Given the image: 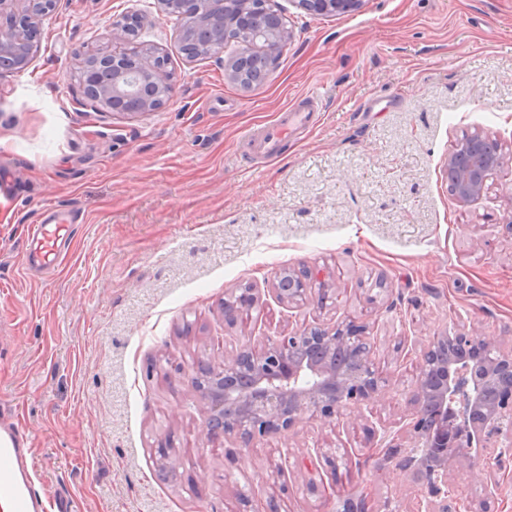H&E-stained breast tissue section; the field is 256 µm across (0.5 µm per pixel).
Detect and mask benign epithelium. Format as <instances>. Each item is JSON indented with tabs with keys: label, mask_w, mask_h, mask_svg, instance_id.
Returning <instances> with one entry per match:
<instances>
[{
	"label": "benign epithelium",
	"mask_w": 512,
	"mask_h": 512,
	"mask_svg": "<svg viewBox=\"0 0 512 512\" xmlns=\"http://www.w3.org/2000/svg\"><path fill=\"white\" fill-rule=\"evenodd\" d=\"M314 16L351 14L362 0H293ZM51 9V0H0V13L22 5L34 15L35 5ZM196 9L180 14V41L186 57L206 58L233 34L239 52L263 56L262 70H272L292 37L272 0H193ZM131 23H112L115 46L90 55L82 64L84 95L102 109L133 114L156 112L170 104L174 88L161 66L164 53L144 47L129 37ZM34 27L0 28V70L22 72L37 51ZM504 157L498 139L482 132L466 136L448 155L455 174L453 195L461 203L478 197L489 175ZM318 283L317 302L328 297L320 271L288 270L271 285L280 304L303 301ZM224 321L233 320L238 307H252L258 296L252 288L230 295ZM376 341L366 323L314 325L281 336L260 348L247 347L224 357L215 366L201 363L189 376L192 390L207 408V439L227 434L250 447L257 437L288 432L304 419L356 421L386 392V384L372 370ZM465 397L469 425L485 437L482 453L471 455L441 414L448 402ZM409 444L403 452L390 448L386 461L405 480L426 487L415 498L411 512H460L448 495V464L458 463L482 481L490 495L499 489L494 465L512 452L498 441L504 428L512 431V351L503 352L485 339L443 331L423 346L411 396Z\"/></svg>",
	"instance_id": "benign-epithelium-1"
}]
</instances>
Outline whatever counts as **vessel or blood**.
I'll return each mask as SVG.
<instances>
[{"label":"vessel or blood","mask_w":512,"mask_h":512,"mask_svg":"<svg viewBox=\"0 0 512 512\" xmlns=\"http://www.w3.org/2000/svg\"><path fill=\"white\" fill-rule=\"evenodd\" d=\"M316 104V95H305L282 111L273 123L248 131L247 138L255 152L268 160L277 158L281 142L293 130L311 125ZM68 231L65 224L38 227V248L45 263L58 264L57 242ZM0 503L8 512H47L44 499L33 487L24 442L8 430L0 433Z\"/></svg>","instance_id":"b4317fda"}]
</instances>
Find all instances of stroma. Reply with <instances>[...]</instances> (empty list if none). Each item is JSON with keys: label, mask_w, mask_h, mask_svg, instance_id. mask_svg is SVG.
<instances>
[{"label": "stroma", "mask_w": 512, "mask_h": 512, "mask_svg": "<svg viewBox=\"0 0 512 512\" xmlns=\"http://www.w3.org/2000/svg\"><path fill=\"white\" fill-rule=\"evenodd\" d=\"M154 2L55 0L27 69L0 73V426L23 436L36 489L69 512H410L426 489L369 459L368 427L405 445L420 348L438 332L512 350V0H363L336 17L275 0L292 39L246 90L224 77L231 48L187 60L165 17L135 41L167 54L173 102L96 108L81 61ZM312 91L314 126L274 161L255 154L244 130ZM475 132L498 138L505 161L463 204L445 168ZM53 209L75 218L63 259L25 271L28 231ZM307 266L332 299L279 304L273 278ZM245 286L258 303L227 325L224 296ZM361 319L388 383L366 419H306L246 449L207 440L193 364ZM310 448L311 463L278 476ZM497 477L491 496L448 467L469 512H512V457Z\"/></svg>", "instance_id": "1"}]
</instances>
